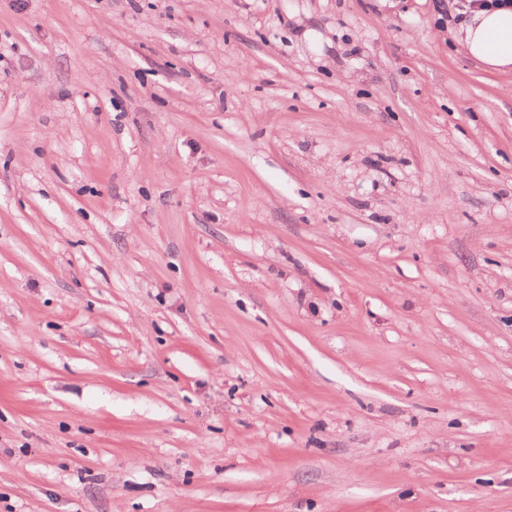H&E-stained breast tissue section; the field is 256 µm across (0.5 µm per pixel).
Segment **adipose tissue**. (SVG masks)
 Segmentation results:
<instances>
[{
    "instance_id": "adipose-tissue-1",
    "label": "adipose tissue",
    "mask_w": 512,
    "mask_h": 512,
    "mask_svg": "<svg viewBox=\"0 0 512 512\" xmlns=\"http://www.w3.org/2000/svg\"><path fill=\"white\" fill-rule=\"evenodd\" d=\"M465 18L457 31L464 52L487 69H512V0L481 5L470 0L464 7Z\"/></svg>"
}]
</instances>
